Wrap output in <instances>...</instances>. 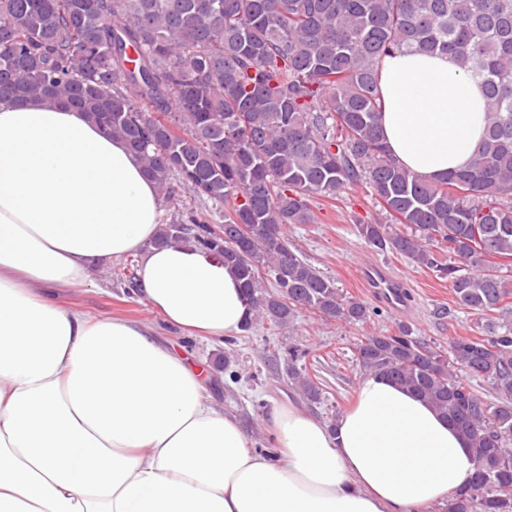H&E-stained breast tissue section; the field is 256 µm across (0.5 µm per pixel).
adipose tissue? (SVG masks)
<instances>
[{"mask_svg":"<svg viewBox=\"0 0 512 512\" xmlns=\"http://www.w3.org/2000/svg\"><path fill=\"white\" fill-rule=\"evenodd\" d=\"M379 87L403 166L434 180L470 163L486 98L452 55L387 56ZM162 214L138 157L84 112L0 103V512H429L455 498L471 449L382 375H362L330 426L274 407L270 459L148 327L60 302L96 263L137 253L140 295L168 325L238 332L236 275L198 246H155Z\"/></svg>","mask_w":512,"mask_h":512,"instance_id":"ef3b65f1","label":"adipose tissue"}]
</instances>
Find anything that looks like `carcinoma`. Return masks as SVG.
I'll use <instances>...</instances> for the list:
<instances>
[{
  "label": "carcinoma",
  "instance_id": "cac0c4a2",
  "mask_svg": "<svg viewBox=\"0 0 512 512\" xmlns=\"http://www.w3.org/2000/svg\"><path fill=\"white\" fill-rule=\"evenodd\" d=\"M394 52L451 53L484 89L485 133L468 167L430 182L389 152L379 63ZM0 83L10 88L0 103L51 98L83 111L139 158L162 198L177 181L224 207L218 228L164 223L157 243L222 257L250 311L244 332L286 329L300 309L370 316L287 234L312 222L310 197L363 182L391 220L357 224L366 245L436 272L465 309H506L512 0H0ZM412 333L401 323L358 339L357 364L425 399L467 440L476 473L448 512H512V457L483 471L512 450V322L446 349ZM286 353L288 381L319 401L299 366L305 351Z\"/></svg>",
  "mask_w": 512,
  "mask_h": 512
}]
</instances>
